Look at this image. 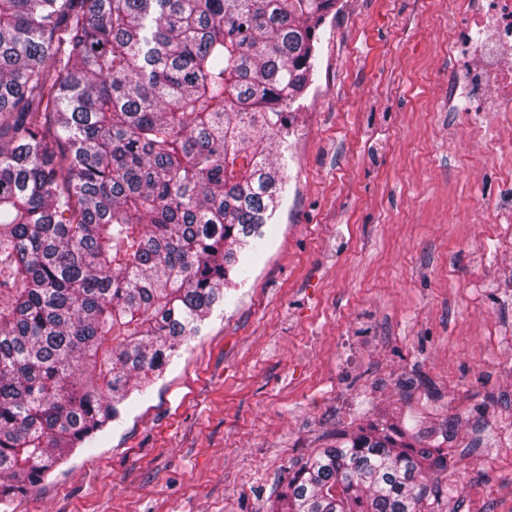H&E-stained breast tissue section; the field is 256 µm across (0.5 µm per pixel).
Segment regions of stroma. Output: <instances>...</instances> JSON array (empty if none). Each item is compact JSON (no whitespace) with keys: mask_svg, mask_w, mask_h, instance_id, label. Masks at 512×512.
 <instances>
[{"mask_svg":"<svg viewBox=\"0 0 512 512\" xmlns=\"http://www.w3.org/2000/svg\"><path fill=\"white\" fill-rule=\"evenodd\" d=\"M452 18L453 0H338L240 283L11 512H270L294 466L370 423L449 450L425 512H512V153L492 151L512 130L449 108Z\"/></svg>","mask_w":512,"mask_h":512,"instance_id":"stroma-1","label":"stroma"}]
</instances>
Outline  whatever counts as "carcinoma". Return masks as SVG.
I'll use <instances>...</instances> for the list:
<instances>
[{
    "mask_svg": "<svg viewBox=\"0 0 512 512\" xmlns=\"http://www.w3.org/2000/svg\"><path fill=\"white\" fill-rule=\"evenodd\" d=\"M336 0H0V512L235 285ZM448 455L370 424L275 512H423Z\"/></svg>",
    "mask_w": 512,
    "mask_h": 512,
    "instance_id": "carcinoma-1",
    "label": "carcinoma"
}]
</instances>
